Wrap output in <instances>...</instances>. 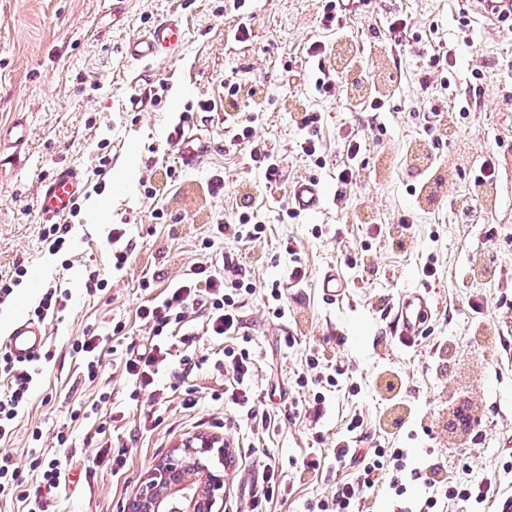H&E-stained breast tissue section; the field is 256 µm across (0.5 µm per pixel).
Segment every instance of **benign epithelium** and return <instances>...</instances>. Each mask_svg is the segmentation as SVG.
I'll return each instance as SVG.
<instances>
[{"label":"benign epithelium","instance_id":"obj_1","mask_svg":"<svg viewBox=\"0 0 512 512\" xmlns=\"http://www.w3.org/2000/svg\"><path fill=\"white\" fill-rule=\"evenodd\" d=\"M212 455L224 458L223 438L194 434L181 440L175 452L149 470L128 512H221L225 478L204 462Z\"/></svg>","mask_w":512,"mask_h":512}]
</instances>
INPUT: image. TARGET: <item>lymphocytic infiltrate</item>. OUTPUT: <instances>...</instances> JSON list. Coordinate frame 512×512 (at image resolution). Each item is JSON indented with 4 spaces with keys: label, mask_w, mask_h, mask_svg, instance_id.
Listing matches in <instances>:
<instances>
[{
    "label": "lymphocytic infiltrate",
    "mask_w": 512,
    "mask_h": 512,
    "mask_svg": "<svg viewBox=\"0 0 512 512\" xmlns=\"http://www.w3.org/2000/svg\"><path fill=\"white\" fill-rule=\"evenodd\" d=\"M253 293V285L245 281L239 265L228 263L219 270L205 261L190 267L184 277L170 283L162 295L139 307L138 315L149 327L150 346L126 360L127 379L139 389L153 385L171 351L174 331L185 325L189 315L203 317L206 333L213 339L228 340L240 335L244 327L242 312ZM51 359V351L45 349L22 364L11 357L5 346H0V372L10 379L6 392L0 394V439L13 434L37 377ZM216 368L224 376L225 404L245 410L248 419L261 429L273 428L275 422L271 416L255 408L252 398L255 371L249 350L225 347L224 358L217 362ZM333 458L339 466L358 467L362 476L337 483L327 496L315 502L316 512H357L377 472L388 464L398 472L404 469L401 449L361 448L353 440L335 448Z\"/></svg>",
    "instance_id": "lymphocytic-infiltrate-1"
}]
</instances>
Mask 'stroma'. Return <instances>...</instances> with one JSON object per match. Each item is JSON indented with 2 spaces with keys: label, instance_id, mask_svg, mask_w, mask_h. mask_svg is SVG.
Returning a JSON list of instances; mask_svg holds the SVG:
<instances>
[{
  "label": "stroma",
  "instance_id": "stroma-1",
  "mask_svg": "<svg viewBox=\"0 0 512 512\" xmlns=\"http://www.w3.org/2000/svg\"><path fill=\"white\" fill-rule=\"evenodd\" d=\"M321 0H130L125 16L112 15V0H0V128L24 116L32 135L20 165L0 168V275L26 269L13 294L0 304V343L8 321L32 317L44 289L61 285L69 301L60 320L49 322L54 353L39 376L14 434L0 440L28 489L39 473L30 450L66 451L72 475L48 504V512H125L153 464L193 434L223 436L233 455L228 464L223 512H248L250 491L264 456L274 457L289 494L268 512H304L307 503L355 468H340L332 451L348 438L351 419L362 422L365 446L405 449L413 467L405 474L407 498L433 497L437 512H469L449 500L452 486L495 481L512 495V196L498 195L482 219L459 223L456 202L474 190L471 174L490 154L503 155L500 186L512 187V28L488 32L469 21L458 0H372L367 12L347 14L340 32L319 23ZM407 16L412 43L394 48L378 31L392 12ZM162 16L186 32L184 45L144 64L123 52L128 41ZM248 41L234 38L238 26ZM328 48L351 45L371 73L392 74L373 112L364 99L320 97L311 85L306 50L313 41ZM456 48L449 89L434 88L423 99L420 82L434 51ZM235 74L242 90L224 97V78ZM163 89L159 106L132 112L128 98L141 89ZM218 112H202V100ZM447 102L451 125L432 123V103ZM469 112H462V105ZM254 116L253 139L278 155L284 181L270 188L264 171L249 158L250 145H224L221 109ZM321 113L318 132L324 165L295 150L298 112ZM205 130L213 145L206 163L181 169L167 182L165 168L177 165L172 136L181 116ZM354 134L365 143L356 186L339 196L337 173L343 143ZM253 142V143H254ZM105 176H97L100 159ZM61 165L84 171L87 195L69 236L66 254H50L40 238L37 209L42 183ZM224 177V193L210 196L213 175ZM313 177L323 184L327 204L316 217L289 218V181ZM160 186L145 194L144 181ZM107 207L104 223L91 208ZM166 220H156L157 210ZM255 212L266 223L252 242L202 240L218 219ZM413 217L410 234L400 220ZM123 237L112 242L114 229ZM300 250L306 266L301 286L286 283L285 245ZM129 250L122 271L112 266L114 246ZM362 265H353L354 256ZM243 264L256 291L245 309L249 349L256 367L259 410L276 422L259 433L245 413L225 406L224 378L215 369L223 344L206 336L200 318L175 344L170 369L161 370L154 390L132 396L123 365L147 344L149 332L137 310L181 277L187 266L208 260ZM436 274L424 281L422 268ZM336 267L347 284L344 299L324 301L315 282ZM106 286L85 290L89 271ZM285 283L288 316L272 320L263 287ZM428 287L436 304L427 333L412 346L391 329L393 306L409 287ZM126 332L116 335V322ZM108 335L105 367L88 378L75 344L89 333ZM318 366H311V358ZM194 369L189 383L197 405L184 410L174 372ZM335 367L343 377L327 393L320 414L292 408L296 398H313L316 379ZM307 377L305 387L295 384ZM165 399L167 410L156 413ZM471 402L474 429L448 434L445 419L459 399ZM112 445L111 461L94 464L101 439ZM320 461L316 471L301 463Z\"/></svg>",
  "mask_w": 512,
  "mask_h": 512
}]
</instances>
